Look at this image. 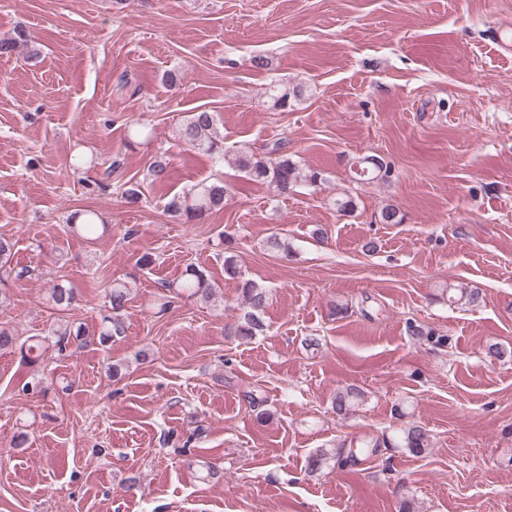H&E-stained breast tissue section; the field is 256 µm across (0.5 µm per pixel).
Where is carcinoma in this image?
Returning a JSON list of instances; mask_svg holds the SVG:
<instances>
[{"instance_id": "cac0c4a2", "label": "carcinoma", "mask_w": 512, "mask_h": 512, "mask_svg": "<svg viewBox=\"0 0 512 512\" xmlns=\"http://www.w3.org/2000/svg\"><path fill=\"white\" fill-rule=\"evenodd\" d=\"M28 44L29 34L26 29L17 28L9 36L0 38V55H9ZM268 95L272 108L284 112L290 107L291 98L302 97L303 89L297 86L290 90L272 83ZM178 135L191 149L218 160H228L230 165L246 174L252 181L271 186L280 196L293 192L300 181L316 187L323 180L322 173L318 170L310 169L307 173H302L288 154L287 143L281 140L266 146L264 152H258L250 145L242 143L231 151V157H226L224 141L219 138L216 131L215 113L207 110L189 113L179 128ZM363 168L366 169L365 177L372 181L383 180L390 173L388 165L377 156L366 157ZM147 172L151 182L157 184L165 182L168 177L166 159L161 155L155 156ZM121 188V196L127 204L135 206L141 202L142 191L139 184L127 181L121 184ZM226 194L227 188L224 182L202 181L186 192L172 196L165 204V212L183 224L199 223L224 208ZM73 219L79 222V228L86 235L92 236L98 230V221L101 217L94 211L84 210L75 213ZM13 249L14 242L0 237V305L6 302V292L3 291L2 285L12 278L20 280L31 274V271L25 267L11 266ZM224 270L230 277L239 279L238 290L242 298L241 314L236 323L227 329V334L244 341H251L265 331L261 314L269 304L270 290L256 280L241 278L237 259L233 254L224 258ZM165 290L174 298L183 292H188L192 296L209 299L214 292L205 270L193 264L185 267L178 280L165 285ZM130 295L131 288L128 282L121 280L113 281L112 286L106 291V312L102 316L99 332L101 345H109L114 339L125 335V315ZM49 299L61 313L72 309L78 301L74 289L66 286L62 281L54 283L49 288ZM483 300V293L477 288L463 286L448 288V301L451 303L476 307ZM51 336L53 346L61 356L83 336L82 326L60 316L51 330ZM16 347L20 348L21 360L32 363L37 360V352L42 348V342L19 347L13 330L0 322V351ZM360 397L361 392L358 389L346 388L336 393L332 408L336 415L347 418L355 411L356 402ZM396 447L406 448L416 454L422 453L429 448V435L424 427L411 424L400 429V435L396 438ZM331 459L336 461L337 466L343 467L353 461L355 455L345 457L340 448L332 453L318 449L308 457V473L314 474L320 471Z\"/></svg>"}]
</instances>
